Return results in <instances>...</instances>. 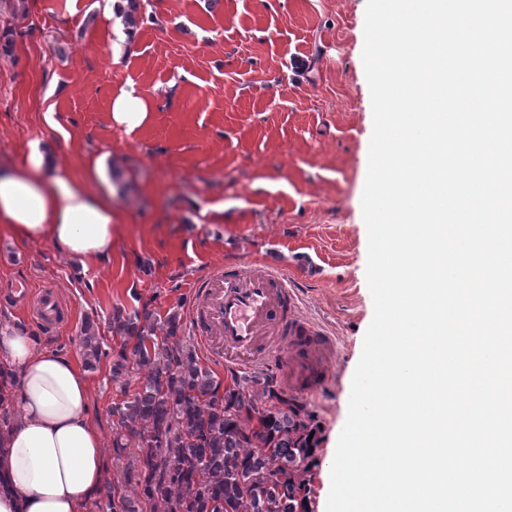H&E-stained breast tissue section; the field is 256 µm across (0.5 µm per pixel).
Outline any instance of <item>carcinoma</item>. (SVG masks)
Wrapping results in <instances>:
<instances>
[{"mask_svg":"<svg viewBox=\"0 0 512 512\" xmlns=\"http://www.w3.org/2000/svg\"><path fill=\"white\" fill-rule=\"evenodd\" d=\"M180 317L158 324L149 305L112 313V379L135 376L138 387L112 403L116 457L131 452L125 480L102 490L120 512H300L317 441L309 415L276 388V378L235 376L221 388L179 336ZM84 365L97 368L98 331L79 336ZM137 477L135 490L127 489Z\"/></svg>","mask_w":512,"mask_h":512,"instance_id":"cac0c4a2","label":"carcinoma"}]
</instances>
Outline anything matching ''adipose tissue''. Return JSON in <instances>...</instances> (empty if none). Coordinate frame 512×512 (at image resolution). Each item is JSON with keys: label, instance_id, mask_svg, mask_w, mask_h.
Returning a JSON list of instances; mask_svg holds the SVG:
<instances>
[{"label": "adipose tissue", "instance_id": "ef3b65f1", "mask_svg": "<svg viewBox=\"0 0 512 512\" xmlns=\"http://www.w3.org/2000/svg\"><path fill=\"white\" fill-rule=\"evenodd\" d=\"M119 42L113 65L133 51L139 0H107ZM150 97L134 84L110 100V119L125 133L144 126ZM112 195L69 176L55 150L32 167L0 169V230L16 242L52 243L89 267L112 256V229L123 223ZM90 383L71 357L38 343L27 328L0 325V407L16 410L0 434V512H81L105 477V448L90 411Z\"/></svg>", "mask_w": 512, "mask_h": 512}]
</instances>
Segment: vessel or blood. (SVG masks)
I'll list each match as a JSON object with an SVG mask.
<instances>
[{
    "label": "vessel or blood",
    "mask_w": 512,
    "mask_h": 512,
    "mask_svg": "<svg viewBox=\"0 0 512 512\" xmlns=\"http://www.w3.org/2000/svg\"><path fill=\"white\" fill-rule=\"evenodd\" d=\"M192 324L206 349L225 363L264 362L279 370L290 394L308 397L329 386L325 355L332 341L299 313L288 277L277 265L247 258L209 271L198 283ZM35 317L47 333L62 322L53 293H43Z\"/></svg>",
    "instance_id": "b4317fda"
}]
</instances>
